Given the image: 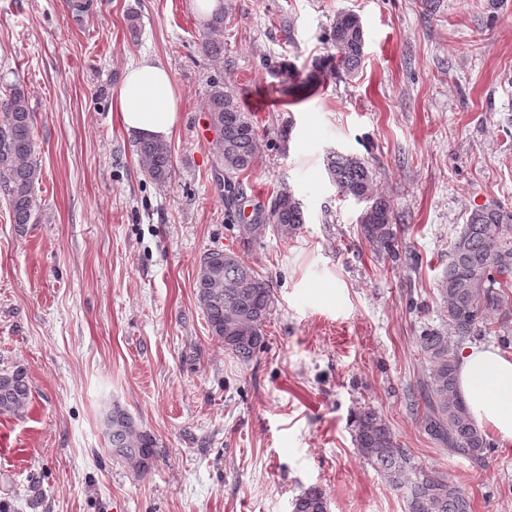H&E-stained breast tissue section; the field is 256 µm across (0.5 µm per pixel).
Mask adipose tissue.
<instances>
[{
	"instance_id": "obj_1",
	"label": "adipose tissue",
	"mask_w": 512,
	"mask_h": 512,
	"mask_svg": "<svg viewBox=\"0 0 512 512\" xmlns=\"http://www.w3.org/2000/svg\"><path fill=\"white\" fill-rule=\"evenodd\" d=\"M121 124L131 136L167 140L179 120L180 99L168 68L144 57L130 64L116 98ZM458 391L479 428L512 447V354L480 344L459 353Z\"/></svg>"
}]
</instances>
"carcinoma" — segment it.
<instances>
[{
	"label": "carcinoma",
	"mask_w": 512,
	"mask_h": 512,
	"mask_svg": "<svg viewBox=\"0 0 512 512\" xmlns=\"http://www.w3.org/2000/svg\"><path fill=\"white\" fill-rule=\"evenodd\" d=\"M225 10L215 12L200 52L213 66L209 76L206 112L216 134L215 155L224 166L227 205L245 210L246 197L233 179L254 167L258 130L242 111L235 89L224 83ZM329 40L337 65L349 73L361 66L365 34L360 17L350 11L336 13ZM36 115L29 96L19 84L0 93V199L10 223H41L37 184L34 129ZM139 163L148 176L165 184L172 176L170 146L163 141L138 142ZM326 171L340 193L367 202L359 219L360 237L376 251L397 257L399 225L382 197L374 195V173L368 162L354 154L332 152ZM512 213L489 204L470 213L466 224L450 241L448 265L438 282L446 305L447 327L426 329L417 347L427 373L419 382L424 403L421 425L448 452L484 464L495 439L477 427L457 391V347L488 336L507 350L512 347ZM305 224L302 204L289 191L275 195L246 225L249 239L264 237L267 229L283 237L294 236ZM197 297L211 336L224 350L248 364L267 346L263 327L274 306L272 280L258 273L235 252L209 250L199 261ZM31 398L27 368L16 364L0 370V414L15 413ZM112 456L140 473L148 472L156 456L157 441L140 429L125 412L115 409L107 421ZM354 445L388 485L403 492L407 512H472L471 499L447 472L424 465L402 447L380 410L366 405L352 414ZM293 512H328L325 493L306 489L294 501Z\"/></svg>",
	"instance_id": "carcinoma-1"
}]
</instances>
